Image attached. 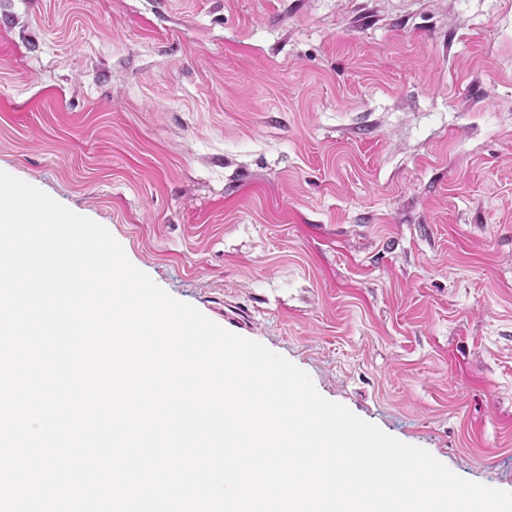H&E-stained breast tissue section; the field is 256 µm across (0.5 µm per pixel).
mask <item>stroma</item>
Wrapping results in <instances>:
<instances>
[{"instance_id": "35a3bbf8", "label": "stroma", "mask_w": 512, "mask_h": 512, "mask_svg": "<svg viewBox=\"0 0 512 512\" xmlns=\"http://www.w3.org/2000/svg\"><path fill=\"white\" fill-rule=\"evenodd\" d=\"M0 170L512 491V0H0Z\"/></svg>"}]
</instances>
